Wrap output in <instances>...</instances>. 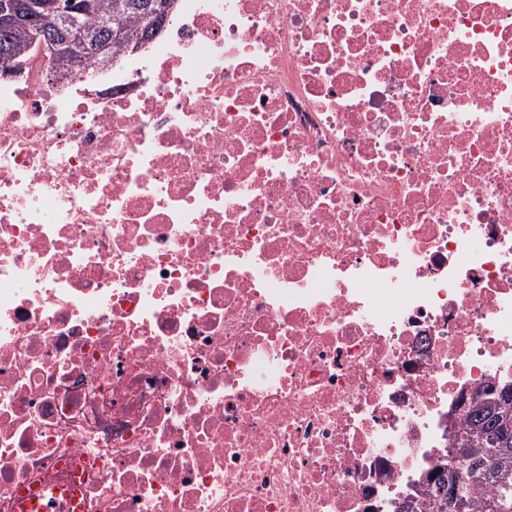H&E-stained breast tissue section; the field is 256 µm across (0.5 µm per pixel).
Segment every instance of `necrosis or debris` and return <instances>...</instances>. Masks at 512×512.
<instances>
[{
    "label": "necrosis or debris",
    "mask_w": 512,
    "mask_h": 512,
    "mask_svg": "<svg viewBox=\"0 0 512 512\" xmlns=\"http://www.w3.org/2000/svg\"><path fill=\"white\" fill-rule=\"evenodd\" d=\"M0 77V512H398L512 383V0H179ZM161 7L158 12H153L146 17V33L143 41L135 46L132 50L133 53L139 51L145 42L153 38L154 34L157 33L168 21L171 14L175 11L178 1L176 0H162ZM15 509L16 512H75L80 506L72 497H61L56 492L47 496L33 489L18 494Z\"/></svg>",
    "instance_id": "1"
}]
</instances>
